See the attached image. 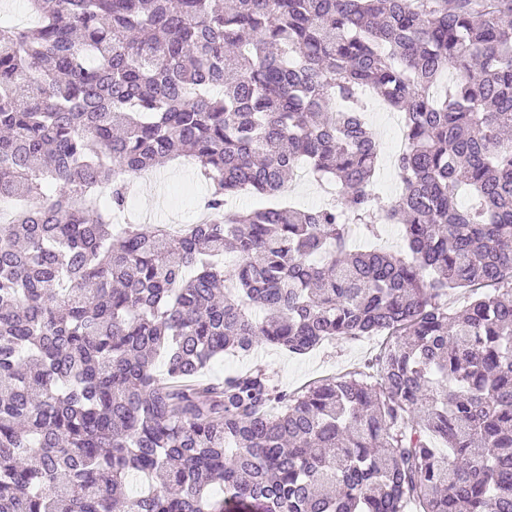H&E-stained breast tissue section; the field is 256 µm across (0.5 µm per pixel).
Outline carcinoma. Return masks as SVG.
Masks as SVG:
<instances>
[{
    "label": "carcinoma",
    "mask_w": 512,
    "mask_h": 512,
    "mask_svg": "<svg viewBox=\"0 0 512 512\" xmlns=\"http://www.w3.org/2000/svg\"><path fill=\"white\" fill-rule=\"evenodd\" d=\"M28 2L0 25V199L37 201L0 224V512H512V0ZM365 88L407 142L383 212ZM179 156L209 219L115 223ZM302 167L336 196L279 200ZM381 224L405 253L352 246ZM381 333L302 393L206 376Z\"/></svg>",
    "instance_id": "cac0c4a2"
}]
</instances>
